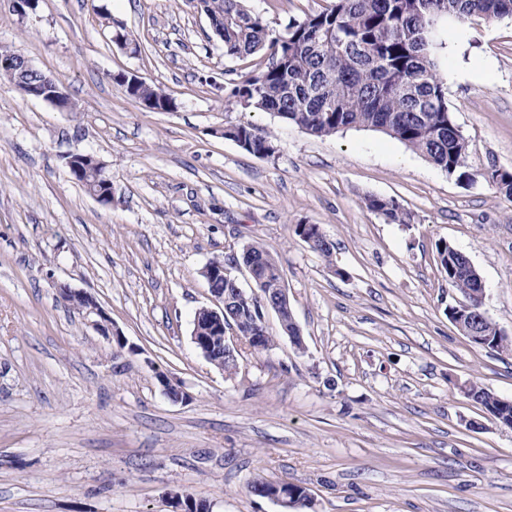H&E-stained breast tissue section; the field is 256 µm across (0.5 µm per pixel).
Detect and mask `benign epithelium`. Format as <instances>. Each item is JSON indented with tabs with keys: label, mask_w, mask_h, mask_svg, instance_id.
<instances>
[{
	"label": "benign epithelium",
	"mask_w": 512,
	"mask_h": 512,
	"mask_svg": "<svg viewBox=\"0 0 512 512\" xmlns=\"http://www.w3.org/2000/svg\"><path fill=\"white\" fill-rule=\"evenodd\" d=\"M0 68L15 72L20 76L21 82L18 87L24 88L26 95L48 102L64 111L69 109L67 98L68 94L65 90L64 83L53 76L44 75L42 80L37 83L28 82V74L36 71V68L28 61V59L18 53L16 55L0 57ZM235 264L228 267L205 266L201 271L211 296L214 298L216 307L208 308L211 316L207 323L203 326L195 325L192 332V342L200 354L207 360L212 361L213 351L217 350V345H222L224 354L229 360L238 362V347L245 343L253 348L260 347L261 337L250 333L243 336L233 324H224V313L228 310H239L248 303L247 293L238 284L237 279L231 274V268ZM264 296L263 313L273 312L277 318H282L281 306L289 304L288 288L284 282H279L273 288H265L261 291ZM60 296L70 301H76L81 304V308L88 314H96L104 317V313L95 301V299L87 292L71 288L67 285L60 287ZM267 498L275 502L280 512H294L298 506L295 498L291 497L288 487L280 485Z\"/></svg>",
	"instance_id": "7a95c632"
}]
</instances>
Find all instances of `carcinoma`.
I'll return each mask as SVG.
<instances>
[{"label": "carcinoma", "mask_w": 512, "mask_h": 512, "mask_svg": "<svg viewBox=\"0 0 512 512\" xmlns=\"http://www.w3.org/2000/svg\"><path fill=\"white\" fill-rule=\"evenodd\" d=\"M194 8L210 21L224 43L225 55L270 51L266 69L225 88L226 106L245 102L317 137L350 128L381 131L448 174L471 179L464 171L468 143L448 110L447 86L435 57L439 24L449 18L512 17V0H331L320 12L289 20L278 33L261 16L246 10L243 0H198ZM128 95L152 100L158 107L171 100L161 88L144 81ZM224 138L255 156H266L274 147V136L251 124L226 127ZM484 178L512 197V172L492 169ZM75 180L90 192L101 187L94 166ZM365 205L388 223L410 222V214L394 199L371 196ZM309 236L311 248L332 261L333 245L318 225H311ZM248 248L264 259L269 280L282 279L272 254L259 244ZM435 248L448 284L476 315L479 346L512 352V338L482 310L478 272L466 267L448 242L439 241ZM464 395L512 426L511 401L473 384Z\"/></svg>", "instance_id": "carcinoma-1"}]
</instances>
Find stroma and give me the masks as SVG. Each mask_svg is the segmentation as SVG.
Listing matches in <instances>:
<instances>
[{
	"label": "stroma",
	"mask_w": 512,
	"mask_h": 512,
	"mask_svg": "<svg viewBox=\"0 0 512 512\" xmlns=\"http://www.w3.org/2000/svg\"><path fill=\"white\" fill-rule=\"evenodd\" d=\"M328 3L245 0L275 31ZM439 41L467 181L376 130L318 138L226 108L225 86L270 56H225L185 0H40L24 17L0 5V47L75 105L0 81V512H173L176 492L209 512H277L249 493L259 479L308 488L315 512H512V428L459 391L512 401V353L449 320L462 296L435 249L470 259L483 311L512 338V198L484 178L512 171V17L449 19ZM118 72L175 111L146 110ZM239 123L272 132L275 153L214 134ZM71 153L104 163L111 203L72 178ZM369 196L410 222L387 223ZM300 224L319 225L332 259ZM254 242L280 264L306 349L268 314L273 346L242 348L230 375L191 339L213 304L201 271ZM61 283L94 296L109 329ZM160 371L185 399L163 393ZM118 74H121L123 78H120V80H129L130 83L133 85V84H137L139 82H141V79L136 76L135 74H130V73H118ZM125 92L130 96H139L141 98H136V101L138 103H140L144 108H149L148 106V102L145 101L144 99L146 100H154L155 104L157 107H162L164 105H166L167 103H169V101L171 100V97L166 93L164 92L161 88L155 86V85H151V84H148L146 82H141L140 85L134 90V91H129V89L127 87L124 88ZM144 98V99H142ZM365 205L370 211L382 216L387 223L410 222V214L394 199L371 196L366 198Z\"/></svg>",
	"instance_id": "stroma-1"
}]
</instances>
